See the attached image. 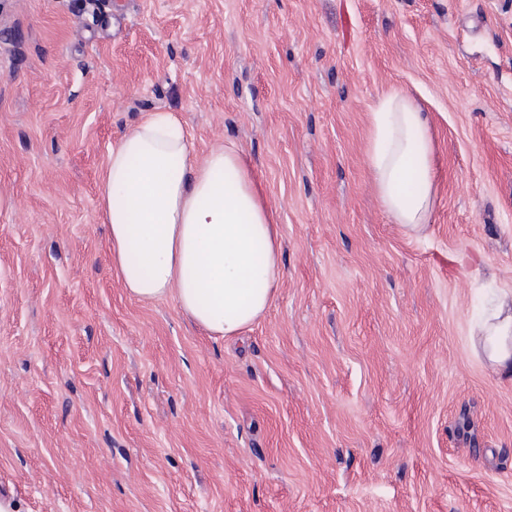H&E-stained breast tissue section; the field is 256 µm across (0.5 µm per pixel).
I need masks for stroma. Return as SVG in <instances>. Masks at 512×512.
Segmentation results:
<instances>
[{
    "mask_svg": "<svg viewBox=\"0 0 512 512\" xmlns=\"http://www.w3.org/2000/svg\"><path fill=\"white\" fill-rule=\"evenodd\" d=\"M0 496L18 512H512V0H0ZM427 112L433 220L379 207L369 114ZM174 113L281 236L274 303L209 335L131 298L98 185ZM472 336L474 349L497 373L512 380V297L500 299Z\"/></svg>",
    "mask_w": 512,
    "mask_h": 512,
    "instance_id": "obj_1",
    "label": "stroma"
}]
</instances>
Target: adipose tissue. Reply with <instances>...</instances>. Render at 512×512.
I'll list each match as a JSON object with an SVG mask.
<instances>
[{"mask_svg":"<svg viewBox=\"0 0 512 512\" xmlns=\"http://www.w3.org/2000/svg\"><path fill=\"white\" fill-rule=\"evenodd\" d=\"M374 194L393 223L428 224L436 193L427 113L403 92L382 94L369 118ZM98 211L112 265L142 301L173 297L208 333L249 329L276 298L281 274L274 215L236 148L196 158L171 112H152L113 145L99 181ZM473 346L512 378V297L500 299Z\"/></svg>","mask_w":512,"mask_h":512,"instance_id":"1","label":"adipose tissue"}]
</instances>
